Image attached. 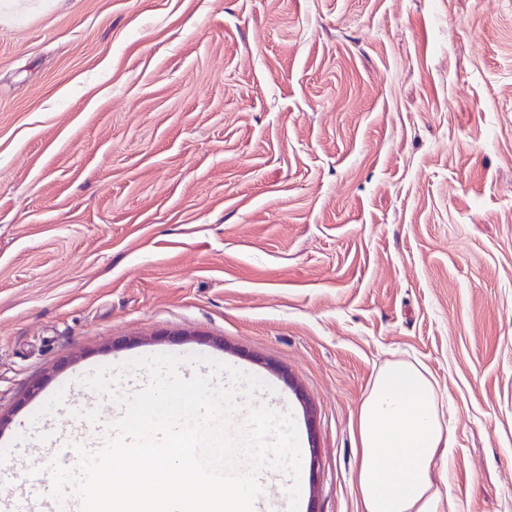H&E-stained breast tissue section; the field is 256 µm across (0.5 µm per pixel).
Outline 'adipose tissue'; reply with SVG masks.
Listing matches in <instances>:
<instances>
[{"label":"adipose tissue","mask_w":512,"mask_h":512,"mask_svg":"<svg viewBox=\"0 0 512 512\" xmlns=\"http://www.w3.org/2000/svg\"><path fill=\"white\" fill-rule=\"evenodd\" d=\"M449 442L442 395L427 369L409 360L381 367L358 414L353 491L362 512H443L433 462Z\"/></svg>","instance_id":"adipose-tissue-1"}]
</instances>
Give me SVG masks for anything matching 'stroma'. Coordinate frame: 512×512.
I'll return each instance as SVG.
<instances>
[{"label": "stroma", "mask_w": 512, "mask_h": 512, "mask_svg": "<svg viewBox=\"0 0 512 512\" xmlns=\"http://www.w3.org/2000/svg\"><path fill=\"white\" fill-rule=\"evenodd\" d=\"M222 361L290 413L304 512L423 364L455 512H512V0H28L0 14V495L85 387Z\"/></svg>", "instance_id": "stroma-1"}]
</instances>
